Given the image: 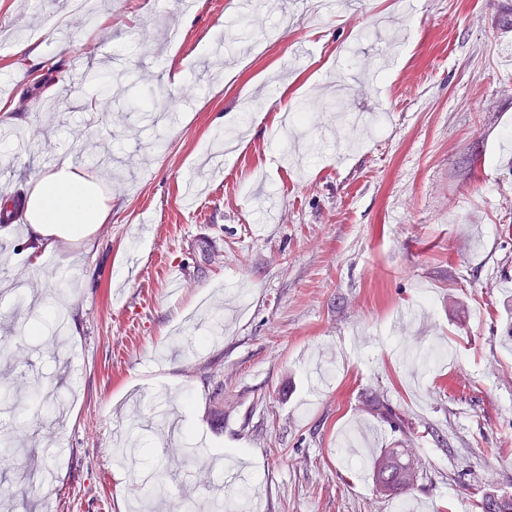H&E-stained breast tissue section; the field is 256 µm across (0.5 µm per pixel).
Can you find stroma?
Returning a JSON list of instances; mask_svg holds the SVG:
<instances>
[{
    "instance_id": "stroma-1",
    "label": "stroma",
    "mask_w": 512,
    "mask_h": 512,
    "mask_svg": "<svg viewBox=\"0 0 512 512\" xmlns=\"http://www.w3.org/2000/svg\"><path fill=\"white\" fill-rule=\"evenodd\" d=\"M301 2L243 23L237 0H98L91 37L68 0H0V104L30 140H0V196L64 157L112 193L37 269L22 229L0 235V427L23 443L0 512L512 497V0ZM54 303L79 330L50 348L29 327ZM436 348L454 355L426 372ZM353 426L418 461L413 489L351 465ZM156 471L169 493L138 498Z\"/></svg>"
}]
</instances>
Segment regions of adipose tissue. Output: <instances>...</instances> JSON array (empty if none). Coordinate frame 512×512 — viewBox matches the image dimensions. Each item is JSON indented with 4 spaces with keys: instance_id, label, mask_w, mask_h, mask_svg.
I'll return each instance as SVG.
<instances>
[{
    "instance_id": "obj_1",
    "label": "adipose tissue",
    "mask_w": 512,
    "mask_h": 512,
    "mask_svg": "<svg viewBox=\"0 0 512 512\" xmlns=\"http://www.w3.org/2000/svg\"><path fill=\"white\" fill-rule=\"evenodd\" d=\"M28 218L23 256L28 268L40 265L43 256L62 239L85 234L90 225L103 224L112 214V199L88 180L71 160L29 180L20 193Z\"/></svg>"
}]
</instances>
